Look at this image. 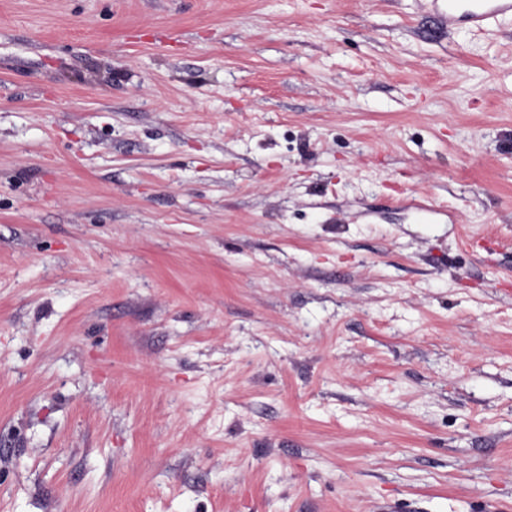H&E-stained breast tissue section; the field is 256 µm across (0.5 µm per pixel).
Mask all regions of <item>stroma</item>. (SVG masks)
Returning <instances> with one entry per match:
<instances>
[{
    "label": "stroma",
    "mask_w": 512,
    "mask_h": 512,
    "mask_svg": "<svg viewBox=\"0 0 512 512\" xmlns=\"http://www.w3.org/2000/svg\"><path fill=\"white\" fill-rule=\"evenodd\" d=\"M0 512H512V18L0 0Z\"/></svg>",
    "instance_id": "1"
}]
</instances>
